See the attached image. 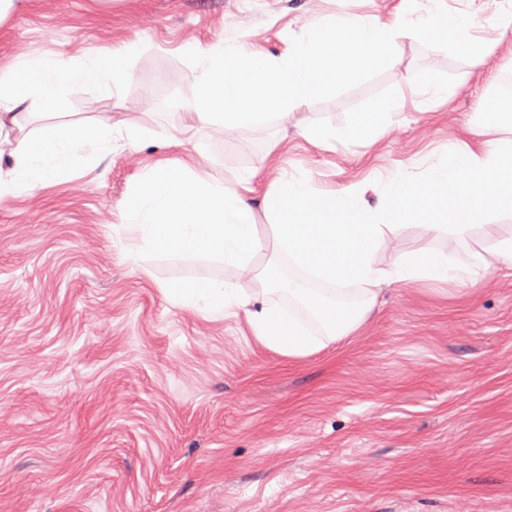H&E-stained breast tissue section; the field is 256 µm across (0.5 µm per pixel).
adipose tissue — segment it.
<instances>
[{
  "label": "adipose tissue",
  "mask_w": 512,
  "mask_h": 512,
  "mask_svg": "<svg viewBox=\"0 0 512 512\" xmlns=\"http://www.w3.org/2000/svg\"><path fill=\"white\" fill-rule=\"evenodd\" d=\"M129 46L107 55L15 59L0 70V159L13 167L0 178V198L66 178L88 146L121 141L135 147L140 128L113 129L111 123H57L53 116L66 89L90 81L119 90L128 76ZM447 87L432 81L409 85L405 95L373 112H362L343 130L307 123L301 133L313 145L377 141L400 123L406 108L447 100ZM37 101L47 122L31 136L14 140L29 101ZM474 120L480 137L443 149L424 179L393 177L385 203H362L355 187L316 190L308 178L277 173L259 207L243 194L252 176L213 167L199 178L189 167L155 165L126 196L121 212L122 245L131 262L144 253L214 261L233 268L239 279L275 281L289 308L265 289L248 292L237 284L198 279L162 284L171 301L205 316H243L254 339L291 359L303 358L356 336L376 305L378 288L398 283L418 288L430 282L479 287L484 273L512 264V236L470 250L467 260L442 251L403 253L390 249L388 232L401 223L429 224L462 235L491 213L512 212V112L484 101ZM265 216L267 228L257 218ZM386 266H379V253ZM298 276L275 279L281 260ZM318 287H308V279ZM356 286L349 297L348 286Z\"/></svg>",
  "instance_id": "1"
}]
</instances>
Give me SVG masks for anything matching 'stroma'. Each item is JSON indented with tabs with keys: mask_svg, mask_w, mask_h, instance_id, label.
<instances>
[{
	"mask_svg": "<svg viewBox=\"0 0 512 512\" xmlns=\"http://www.w3.org/2000/svg\"><path fill=\"white\" fill-rule=\"evenodd\" d=\"M337 0H24L0 21V67L19 57L132 45L118 93L71 85L67 120L138 126L134 148H91L69 177L0 200V512H512V267L484 287H384L360 335L302 359L259 345L243 319L171 303L161 283L234 281L232 268L144 255L127 261L121 204L160 161L271 170L319 189L424 178L436 147L468 138L481 102L512 99L497 4L485 63L419 41L401 61L291 122L165 138L191 102L195 43L245 36L270 56ZM447 84L444 104L403 112L374 144H310L298 126L343 129L407 84ZM512 236L498 212L465 238L413 223L389 245L464 256Z\"/></svg>",
	"mask_w": 512,
	"mask_h": 512,
	"instance_id": "obj_1",
	"label": "stroma"
}]
</instances>
